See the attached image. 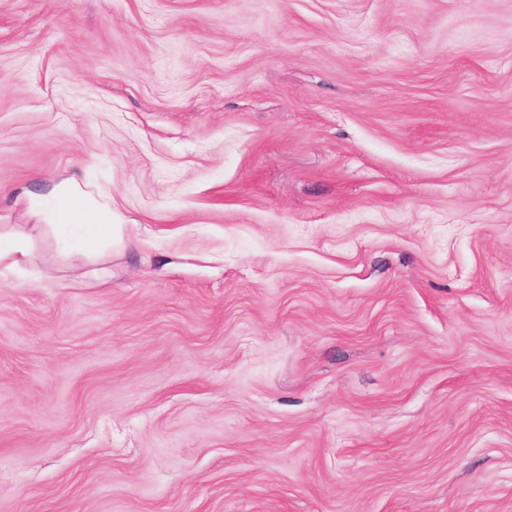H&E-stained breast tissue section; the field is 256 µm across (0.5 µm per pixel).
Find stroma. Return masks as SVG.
I'll list each match as a JSON object with an SVG mask.
<instances>
[{"label":"stroma","instance_id":"obj_1","mask_svg":"<svg viewBox=\"0 0 512 512\" xmlns=\"http://www.w3.org/2000/svg\"><path fill=\"white\" fill-rule=\"evenodd\" d=\"M0 229V512H512V0H0ZM60 218L67 224L86 226L89 234L79 240L75 250L85 256L95 253L102 240L112 236V212L86 208L81 203L82 191L66 184L56 191ZM30 257L24 241L14 232L0 231V263L7 268H18Z\"/></svg>","mask_w":512,"mask_h":512}]
</instances>
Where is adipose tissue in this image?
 <instances>
[{
  "mask_svg": "<svg viewBox=\"0 0 512 512\" xmlns=\"http://www.w3.org/2000/svg\"><path fill=\"white\" fill-rule=\"evenodd\" d=\"M78 186L66 184L56 191L58 211L65 223L88 227L89 233L79 240L76 250L83 255L95 253L102 240L112 235V213L105 209L86 208Z\"/></svg>",
  "mask_w": 512,
  "mask_h": 512,
  "instance_id": "ef3b65f1",
  "label": "adipose tissue"
}]
</instances>
